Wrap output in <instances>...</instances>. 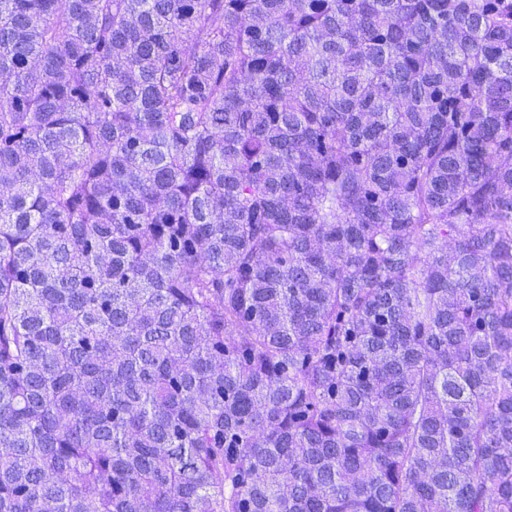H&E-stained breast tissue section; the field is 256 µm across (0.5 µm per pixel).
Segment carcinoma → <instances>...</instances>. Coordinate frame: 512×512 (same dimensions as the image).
<instances>
[{"label": "carcinoma", "mask_w": 512, "mask_h": 512, "mask_svg": "<svg viewBox=\"0 0 512 512\" xmlns=\"http://www.w3.org/2000/svg\"><path fill=\"white\" fill-rule=\"evenodd\" d=\"M0 512H512V0H0Z\"/></svg>", "instance_id": "cac0c4a2"}]
</instances>
